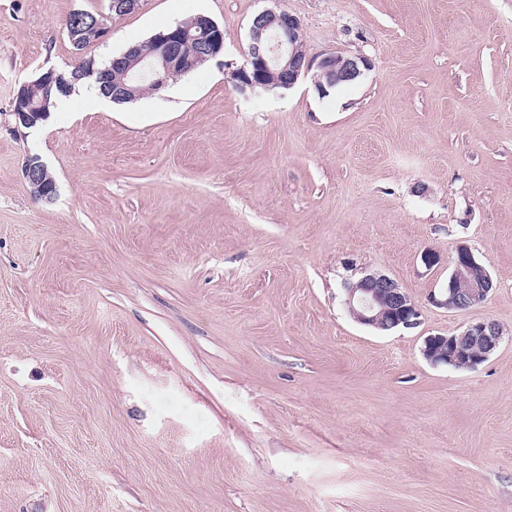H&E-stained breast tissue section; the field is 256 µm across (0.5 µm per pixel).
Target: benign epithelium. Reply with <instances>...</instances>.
Listing matches in <instances>:
<instances>
[{"label": "benign epithelium", "mask_w": 512, "mask_h": 512, "mask_svg": "<svg viewBox=\"0 0 512 512\" xmlns=\"http://www.w3.org/2000/svg\"><path fill=\"white\" fill-rule=\"evenodd\" d=\"M141 0H110L109 13L99 14L89 28L65 21L76 54L89 44L100 41L111 29L110 22L139 9ZM196 34L177 23L166 33L148 40L149 48L131 47L112 58V70L121 80L112 84L108 70L88 69L81 58L73 66V76H94L105 85L106 93L116 101L136 94L138 84L150 82L159 91L168 86L171 76L193 70L216 59L224 51V28L207 15L198 16ZM300 21L284 9H267L256 14L249 27V45L245 63L233 72L236 88L241 92L292 88L300 77L309 73L317 91L327 95L342 83L357 81L371 64L361 57L330 53L319 58L307 54L300 41ZM196 42L192 55L184 45ZM24 177L37 200L51 202L57 194L55 178L40 161L27 160ZM452 271L445 288L430 296L431 303L450 310L466 311L483 304L493 290L488 269L464 242L455 245L451 257ZM350 315L359 323L381 331L410 329L420 323L421 311L404 288L381 273H363L344 283ZM501 330L491 320L473 322L457 335L426 337L423 355L434 365L455 369L470 368L483 361L497 348Z\"/></svg>", "instance_id": "7a95c632"}]
</instances>
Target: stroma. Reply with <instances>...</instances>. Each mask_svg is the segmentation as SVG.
I'll use <instances>...</instances> for the list:
<instances>
[{
  "instance_id": "35a3bbf8",
  "label": "stroma",
  "mask_w": 512,
  "mask_h": 512,
  "mask_svg": "<svg viewBox=\"0 0 512 512\" xmlns=\"http://www.w3.org/2000/svg\"><path fill=\"white\" fill-rule=\"evenodd\" d=\"M108 4L0 0V512H512V0H143L80 54L205 14L220 59L18 126V86L75 61L66 18ZM276 8L371 69L241 94ZM459 241L494 280L467 311L428 301ZM356 266L420 324L357 323ZM480 320L487 360L424 358ZM32 157L25 162L24 177L31 193L37 200L51 202L57 194L55 178L41 161L32 162Z\"/></svg>"
}]
</instances>
